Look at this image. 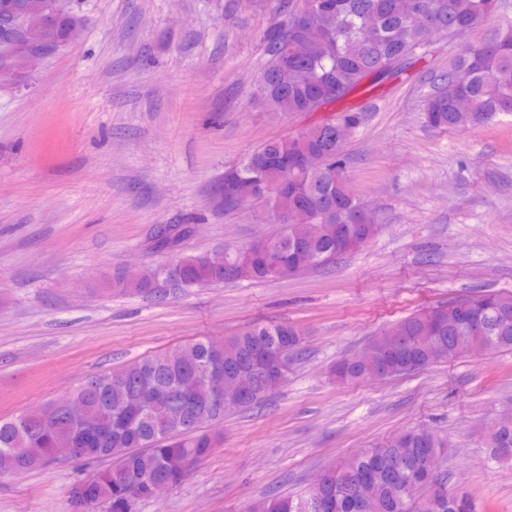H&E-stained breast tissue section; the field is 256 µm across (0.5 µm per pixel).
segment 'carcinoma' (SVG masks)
<instances>
[{
	"label": "carcinoma",
	"instance_id": "1",
	"mask_svg": "<svg viewBox=\"0 0 512 512\" xmlns=\"http://www.w3.org/2000/svg\"><path fill=\"white\" fill-rule=\"evenodd\" d=\"M501 0H302L293 12L307 13L312 23L292 29L273 24L264 34L267 64L258 85V101L276 116L315 112L340 102L371 78L384 80L401 72L417 53L435 39V32L456 30L472 35L434 76L418 104L423 123L433 130H466L500 114L512 115V19L500 16ZM75 16L57 6L52 35L63 43ZM365 113L348 106L332 118L318 121L293 137L267 141L238 164L224 170V209L252 201L264 206L277 224L300 213L307 227L302 237L287 229L270 237L279 246L275 258L246 246L224 254L220 262L208 255H187L173 263L138 272L119 270L113 287L122 293L157 294L159 288L234 283L242 279L275 281L335 262L331 258L347 224L355 237L351 250L364 247L378 231L377 210L368 209L349 189L345 176L347 144L336 142L335 122L354 128ZM190 232L187 225L157 228L156 247L169 249ZM512 310V295L493 292L449 302L441 321L434 308H422L393 323L357 353L336 364L343 381L375 375L387 380L459 357L474 356L472 337L482 336L494 350L512 351V327L502 330L498 315ZM264 342L284 362L302 349L300 331L287 323L256 324L230 338L209 337L179 348L134 360L110 374L95 376L99 390L79 387L88 419L111 436L106 445L86 434L49 402L41 411L0 419V475L22 474L55 465L58 448H81L78 458L92 464L110 460V467L89 475L84 497L78 485L68 490L75 512H126L138 495L143 478L159 476L181 484L187 474L178 460L186 454L207 458L217 441L214 430L224 424V412L210 406L209 363L224 365V377L247 390L263 386L276 392L287 375H265L254 367L253 354ZM169 393L171 404L190 397L193 421L172 419L168 410L143 397L145 385ZM488 458L512 462V425L490 431ZM445 445L425 428H410L387 445L364 448L346 463L324 471L321 507L317 512H475L468 492L441 495L437 474L419 462L440 457ZM307 494L269 496L250 512H306Z\"/></svg>",
	"mask_w": 512,
	"mask_h": 512
}]
</instances>
